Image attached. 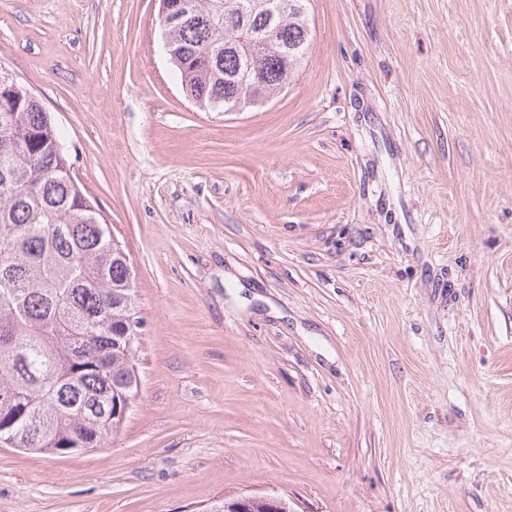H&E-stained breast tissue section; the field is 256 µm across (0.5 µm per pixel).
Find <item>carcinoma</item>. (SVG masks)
Masks as SVG:
<instances>
[{
    "label": "carcinoma",
    "instance_id": "carcinoma-1",
    "mask_svg": "<svg viewBox=\"0 0 512 512\" xmlns=\"http://www.w3.org/2000/svg\"><path fill=\"white\" fill-rule=\"evenodd\" d=\"M268 0H187L188 16L169 29L188 52L205 54L173 66L198 108L247 98L249 83L226 81L242 67L264 73L267 95L288 85L311 39L304 12H288L272 42L227 51L244 28L265 31ZM292 49L288 65L276 45ZM0 105V438L35 454H66L89 436L106 444L120 430L112 405L138 394L139 337L125 341L123 317L136 307L129 262L106 224L93 223V203L64 170L72 163L41 104L13 84Z\"/></svg>",
    "mask_w": 512,
    "mask_h": 512
}]
</instances>
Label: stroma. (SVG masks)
I'll list each match as a JSON object with an SVG mask.
<instances>
[{
	"mask_svg": "<svg viewBox=\"0 0 512 512\" xmlns=\"http://www.w3.org/2000/svg\"><path fill=\"white\" fill-rule=\"evenodd\" d=\"M157 0H0V74L124 246L141 390L0 443V512H512V0H309L265 107L204 112ZM235 507L232 505L233 499H224L221 503L217 504L214 507L213 512H232L229 509L234 508L235 512H251L256 505H263L256 507L254 512H267L262 509H267L271 512L280 511H290L288 510L287 505H285L284 500L278 496H255V495H242L234 499ZM228 509V511H225Z\"/></svg>",
	"mask_w": 512,
	"mask_h": 512,
	"instance_id": "obj_1",
	"label": "stroma"
}]
</instances>
